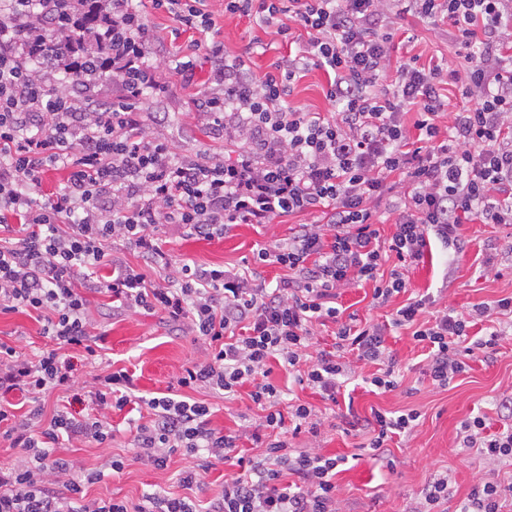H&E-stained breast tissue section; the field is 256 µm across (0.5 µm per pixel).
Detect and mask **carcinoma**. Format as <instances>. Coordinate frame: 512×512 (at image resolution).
<instances>
[{"label":"carcinoma","mask_w":512,"mask_h":512,"mask_svg":"<svg viewBox=\"0 0 512 512\" xmlns=\"http://www.w3.org/2000/svg\"><path fill=\"white\" fill-rule=\"evenodd\" d=\"M55 23L26 37L25 53L37 59L42 42L57 45L59 64L74 70V56L82 55L81 75L93 79L112 67V4L107 0H57Z\"/></svg>","instance_id":"cac0c4a2"}]
</instances>
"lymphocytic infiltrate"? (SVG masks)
Listing matches in <instances>:
<instances>
[{"label":"lymphocytic infiltrate","mask_w":512,"mask_h":512,"mask_svg":"<svg viewBox=\"0 0 512 512\" xmlns=\"http://www.w3.org/2000/svg\"><path fill=\"white\" fill-rule=\"evenodd\" d=\"M402 3L420 17L447 21L461 68L425 67L414 56L391 66L387 19ZM149 8L172 16L174 36H191L189 57L175 64L184 81H193L194 53L203 51L208 87L195 106L209 135L235 147V157L178 152L168 119L143 111L146 97L166 89L146 49ZM49 13L48 0L35 7L0 0V233L32 227L11 246L0 245V313L35 314L43 336L92 358L88 291L109 293L128 312L160 310L206 345L177 385L228 397L248 389L270 439L252 433L261 453L237 455V435L211 428L207 402L153 397L148 422L136 427L137 457L158 468L179 452L235 462L238 475L225 480L205 512H340L336 474L344 459L289 448V436L316 433L317 425L308 405L280 410L270 364L333 402L352 374L345 359L352 351L378 366L371 385L394 390L398 360L383 327L343 319L337 295L369 282L373 305H386L407 292L430 238L461 253L462 224H512V0H112L116 94L109 100L56 81L54 54L35 65L19 53L16 27L44 28ZM222 14L263 24L288 17L277 33L291 45L293 26L305 31L299 57L278 58L256 76L246 61L257 43L233 50L213 38ZM202 33L211 34L210 43H200ZM302 60L327 73L332 111L288 105ZM452 83L461 103L448 112L442 91ZM411 105L418 118L409 126L403 116ZM52 168L67 170L68 178L47 196L41 186ZM398 192L404 206L384 245L376 218L383 200ZM296 214L314 220L274 248L257 249L251 268L206 270L172 260L159 244L166 224L188 238L212 239L235 224ZM117 240L162 267L161 281H148L109 252L107 243ZM265 264L286 268L287 277L273 288L259 283L255 268ZM102 267L110 270L104 281L96 276ZM430 304L426 295L409 300L392 324L413 327L415 341L426 344L433 385L446 386L470 359L492 360L512 335V297L421 322ZM476 319L489 322L485 336H470ZM326 321L337 326L336 342L318 351L313 327ZM73 386L72 367L56 348L32 361L0 343V393L20 391L31 406L19 420L11 405L0 404V434L20 451L0 471V512H198L187 497L84 499L81 484L92 474L51 450L62 439L110 443L112 412L134 402L136 388L128 372L110 373L89 390L90 413L61 411L38 428L45 393ZM418 418L414 410L393 416L375 408L350 427L377 455ZM459 437L488 465L512 462V426L490 434L476 416L462 421ZM285 472L296 477L294 488L280 486ZM61 475L70 478L64 494L54 488Z\"/></svg>","instance_id":"f902f5d3"}]
</instances>
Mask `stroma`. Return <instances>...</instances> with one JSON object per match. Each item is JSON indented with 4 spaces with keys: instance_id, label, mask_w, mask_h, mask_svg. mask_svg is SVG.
<instances>
[{
    "instance_id": "obj_1",
    "label": "stroma",
    "mask_w": 512,
    "mask_h": 512,
    "mask_svg": "<svg viewBox=\"0 0 512 512\" xmlns=\"http://www.w3.org/2000/svg\"><path fill=\"white\" fill-rule=\"evenodd\" d=\"M217 24L219 39L229 47L236 48L256 39L266 45L265 54L252 56L248 61L255 74L269 71L271 64L288 52L275 27L229 16L218 17ZM392 27L396 32L392 61L415 55L421 65L428 66L455 56L454 39L446 24L405 13L393 17ZM160 71L168 88L156 100L148 102L147 107L152 112L168 113L169 132L176 149L183 153L223 152V142L208 137L203 118L193 105V91L173 74L171 62L162 61ZM326 85L324 72L307 66L296 81L289 102L312 112L329 111ZM302 221V216L297 215L273 226L239 224L224 238L214 240L183 237L175 226L168 224L161 227L160 236L163 250L174 260L206 269L240 268L252 260L256 248L272 246L288 237L292 228ZM460 233L469 242L465 253L457 255L440 243H433L430 257L410 274L413 293H428L435 298L425 313L426 319H434L448 307L465 312L477 304L491 305L501 298L512 297V226L475 221L461 225ZM371 294V285H359L342 291L337 303L347 313L375 323L389 320L402 303L397 297L388 306L374 308L370 305ZM88 299L91 331L103 338L101 356L90 361L85 359L83 349L59 348L61 359L73 367L74 391L48 392L44 400L45 417H52L64 408L81 412L84 405L74 401V394L87 392L96 377L123 368L134 372L140 395H163L205 350L202 341L176 330L162 312L128 313L114 308L107 295L97 292L89 293ZM0 341L16 347L32 360L51 345L42 336L40 323L24 312L0 314ZM387 344L399 359L398 387L384 394L371 392L365 379L376 368L361 364L356 369L357 379L348 399L336 404L301 388L289 379L287 370L273 366L269 379L282 390L284 403L309 404L318 421L317 434H299L290 438L289 444L297 451L345 457L343 469L336 476L341 512H408L410 505L421 498L428 482L441 472L447 473L451 480L447 510L456 512L459 501L490 474L484 460L473 450L460 446V424L468 417L481 415L488 432L499 431L505 425L498 403L512 397V339L502 341L494 362H471L467 372L444 388L432 385L424 376L426 349L413 339L411 329L389 331ZM190 397L212 404L211 426L218 431L254 428L262 421V412L251 401L247 390L226 399L205 390L191 392ZM374 408L397 413L414 409L421 414L412 434L391 442L376 459L362 449L361 436L343 431L346 412L363 417ZM112 422L116 434L108 447L86 443L54 451L55 456L81 461L89 472L98 468L104 455L124 457L121 473L84 484L88 497L139 503L153 493L187 494L203 505L221 494L225 475L237 472L230 464H216L206 487L185 490L179 482V473L197 465V458L177 453L166 468H154L146 460L135 458L132 448L135 427L124 413L114 412Z\"/></svg>"
}]
</instances>
